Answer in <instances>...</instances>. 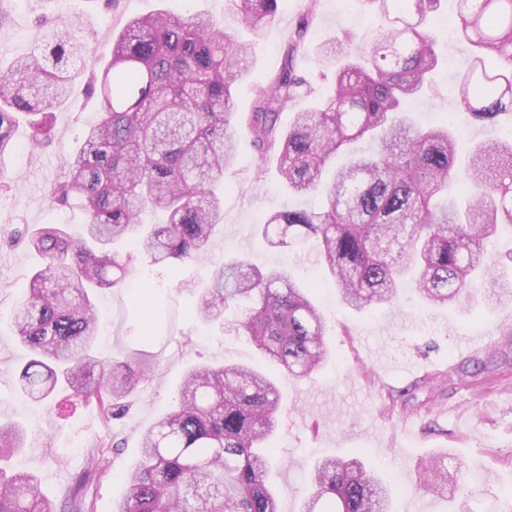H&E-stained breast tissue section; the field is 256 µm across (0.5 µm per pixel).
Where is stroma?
<instances>
[{
  "label": "stroma",
  "mask_w": 512,
  "mask_h": 512,
  "mask_svg": "<svg viewBox=\"0 0 512 512\" xmlns=\"http://www.w3.org/2000/svg\"><path fill=\"white\" fill-rule=\"evenodd\" d=\"M306 5L307 0H282L275 22L255 34L240 25L229 0H114L109 6L104 0H0V64L31 51L38 38L33 17L39 13L53 18L83 14L99 32L105 63L112 35L127 18L161 9L203 10L250 50L254 65L234 90L237 109L245 113L278 70ZM449 9L444 2L429 15L433 30L439 33ZM317 11V27L297 56V70L315 93L323 94L334 83L335 68L322 55L321 44L351 34L371 37L378 21L359 0H318ZM436 50L442 62L434 83L412 107L420 124L458 112L456 75L470 49L455 34L439 33ZM97 116L94 91L86 80H77L67 103L53 114L51 140L31 148V130L22 123L14 133L17 151L0 157V174L8 183L0 190V423L23 429L25 446L13 462L39 476L42 492L58 512H65L74 476L93 465L92 453L103 444L109 447L105 473L87 483L81 495L90 512H112L126 491L142 433L173 404L188 368L266 367L247 336L221 332L199 319L192 289L209 281L207 263L173 268L143 263L132 277L133 287L107 290L96 299L100 354L121 360L138 352L158 365L139 382L129 410L107 420L96 404L66 391L41 402L21 394L14 371L30 353L16 336L11 313L38 257L12 236L27 224H66L81 231L86 216L80 202L53 206L45 190L60 175L66 154L82 146ZM286 201L275 172L260 168L250 137L241 135L237 164L224 176V228L212 252L285 269L300 283L317 281L312 298L327 318L332 352L313 377L279 383L282 411L270 446L280 512H301L318 462L356 452L395 487L393 512H455L463 500L471 512H512V498L503 493L512 485V299L490 306L479 294L460 307L426 309L410 287L401 308L354 312L341 303L311 249L273 248L256 234V224ZM463 337L477 341V348L461 352ZM476 364L500 373L501 381L457 372ZM441 455L448 466L461 462L468 467L467 489L452 487L444 495L418 489L424 466Z\"/></svg>",
  "instance_id": "35a3bbf8"
}]
</instances>
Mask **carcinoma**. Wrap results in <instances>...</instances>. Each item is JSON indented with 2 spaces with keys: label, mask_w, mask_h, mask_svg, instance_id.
I'll list each match as a JSON object with an SVG mask.
<instances>
[{
  "label": "carcinoma",
  "mask_w": 512,
  "mask_h": 512,
  "mask_svg": "<svg viewBox=\"0 0 512 512\" xmlns=\"http://www.w3.org/2000/svg\"><path fill=\"white\" fill-rule=\"evenodd\" d=\"M280 0H234L241 22L258 33L272 24ZM440 0H367L385 19L360 61L355 37L328 41L323 55L336 65L332 90L313 94L298 74L296 54L317 22L309 0L284 64L237 112L234 86L250 71L247 47L202 12L165 10L126 20L112 38V56L89 65L98 33L81 14L39 21L33 50L0 71V156L14 147V126L31 118V144L50 131L52 109L88 77L98 91V121L83 149L47 187L52 204L76 198L86 214L83 233L62 224L26 228L42 258L27 295L13 309L19 340L31 353L21 370L23 392L36 401L61 384L104 417L128 403L154 363L137 354L101 359L95 294L122 288L135 263L211 261L197 312L208 324L250 337L271 370L284 377L316 372L328 357L327 322L301 285L279 270L244 258L210 256L224 223V173L237 162V141L251 137L262 163L276 162L289 196L319 193L317 209L287 206L257 225L274 248L314 241L343 304L355 311L398 307L407 279L429 305H454L482 292L504 259L484 246L512 226V140L477 145L465 173L463 198L448 195L460 180L456 140L448 123L417 128L403 112L439 65L424 21ZM461 38L473 48L457 85L467 118L494 124L512 112V0H456ZM294 112L288 127L281 114ZM336 169V154L364 139ZM164 224L140 223L148 207ZM251 302L237 320L224 312ZM281 396L275 375L224 364L192 369L176 406L141 436L128 493L113 512H279L268 471ZM21 429L0 425V512H55L36 478L5 467L22 447ZM445 460L432 465L419 488L446 491ZM303 512H391L393 490L358 457L318 463Z\"/></svg>",
  "instance_id": "carcinoma-1"
}]
</instances>
